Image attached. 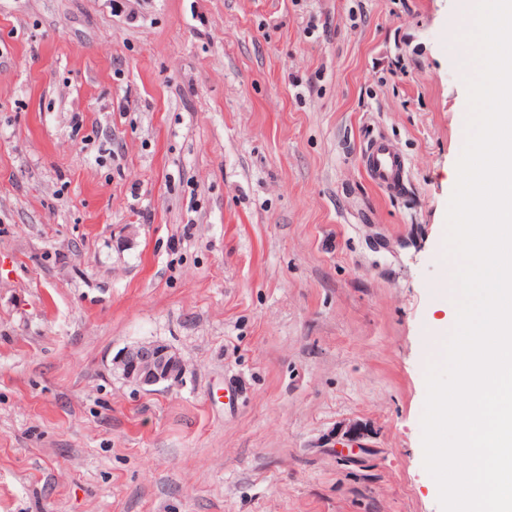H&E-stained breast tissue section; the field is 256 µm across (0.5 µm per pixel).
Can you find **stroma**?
Here are the masks:
<instances>
[{"label": "stroma", "instance_id": "obj_1", "mask_svg": "<svg viewBox=\"0 0 512 512\" xmlns=\"http://www.w3.org/2000/svg\"><path fill=\"white\" fill-rule=\"evenodd\" d=\"M465 16L0 0V512H441ZM376 136L400 193L366 176ZM148 341L182 382L113 373ZM364 163L368 177L374 185L388 192H396L403 184L404 157L390 141L374 138L364 150Z\"/></svg>", "mask_w": 512, "mask_h": 512}]
</instances>
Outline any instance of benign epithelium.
<instances>
[{"mask_svg":"<svg viewBox=\"0 0 512 512\" xmlns=\"http://www.w3.org/2000/svg\"><path fill=\"white\" fill-rule=\"evenodd\" d=\"M185 364L181 356L159 342H144L122 349L112 358V371L139 387L181 379Z\"/></svg>","mask_w":512,"mask_h":512,"instance_id":"7a95c632","label":"benign epithelium"}]
</instances>
